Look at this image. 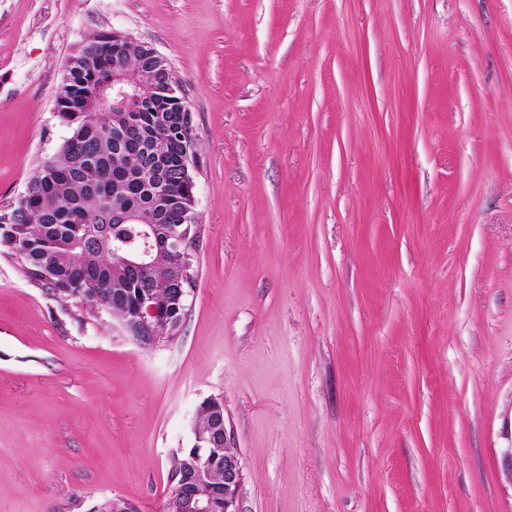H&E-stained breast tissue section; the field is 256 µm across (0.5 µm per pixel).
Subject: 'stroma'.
Masks as SVG:
<instances>
[{"instance_id": "stroma-1", "label": "stroma", "mask_w": 512, "mask_h": 512, "mask_svg": "<svg viewBox=\"0 0 512 512\" xmlns=\"http://www.w3.org/2000/svg\"><path fill=\"white\" fill-rule=\"evenodd\" d=\"M112 32L192 111L193 301L146 349L0 251V512H163L211 397L241 512H512V0H0V214Z\"/></svg>"}]
</instances>
